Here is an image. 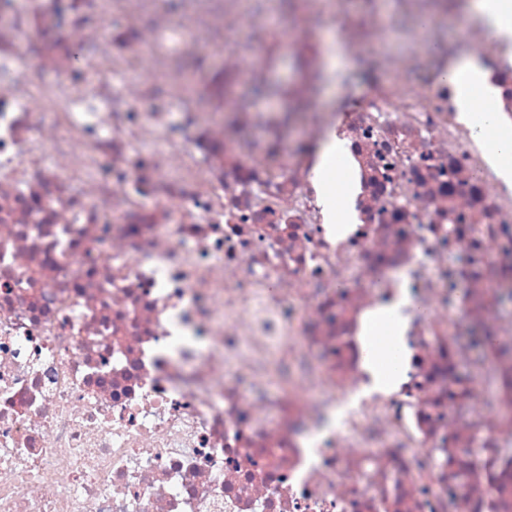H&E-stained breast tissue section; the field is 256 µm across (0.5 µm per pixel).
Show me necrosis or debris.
<instances>
[{"instance_id": "necrosis-or-debris-1", "label": "necrosis or debris", "mask_w": 512, "mask_h": 512, "mask_svg": "<svg viewBox=\"0 0 512 512\" xmlns=\"http://www.w3.org/2000/svg\"><path fill=\"white\" fill-rule=\"evenodd\" d=\"M435 4L348 115L342 240L312 183L325 113L178 146L169 113L31 96L26 12H0V512H512V188L425 75L451 23L512 128V45ZM327 23L354 56L395 31ZM402 294L401 382L364 393L363 320Z\"/></svg>"}]
</instances>
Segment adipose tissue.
Masks as SVG:
<instances>
[{"mask_svg": "<svg viewBox=\"0 0 512 512\" xmlns=\"http://www.w3.org/2000/svg\"><path fill=\"white\" fill-rule=\"evenodd\" d=\"M445 78L454 87L459 121L475 140L492 142L488 162L511 187L512 130L497 121L499 89L489 83L485 67L470 56L453 62ZM312 174L329 233L340 239L347 237L356 222L350 202L358 194L359 184L353 174L350 142L341 129H332L318 148ZM408 303L407 297H399L371 311L363 324V365L372 377L373 390L389 391L399 380L390 355L400 348L405 329L401 310Z\"/></svg>", "mask_w": 512, "mask_h": 512, "instance_id": "obj_1", "label": "adipose tissue"}]
</instances>
